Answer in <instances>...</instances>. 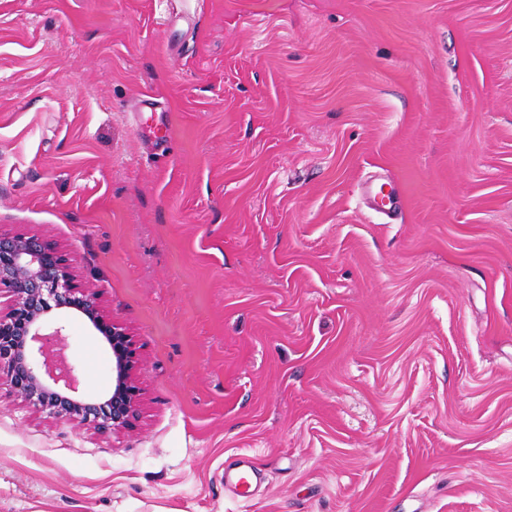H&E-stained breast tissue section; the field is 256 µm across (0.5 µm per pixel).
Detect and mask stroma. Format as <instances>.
<instances>
[{
  "label": "stroma",
  "instance_id": "1",
  "mask_svg": "<svg viewBox=\"0 0 512 512\" xmlns=\"http://www.w3.org/2000/svg\"><path fill=\"white\" fill-rule=\"evenodd\" d=\"M0 228L143 388L100 436L1 377L0 512H512V0H0ZM232 465L224 466V483L231 482L237 489V495L242 498L250 497V490L257 473V467L246 455H237ZM233 466V468H230Z\"/></svg>",
  "mask_w": 512,
  "mask_h": 512
}]
</instances>
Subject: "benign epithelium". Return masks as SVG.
<instances>
[{"instance_id":"obj_1","label":"benign epithelium","mask_w":512,"mask_h":512,"mask_svg":"<svg viewBox=\"0 0 512 512\" xmlns=\"http://www.w3.org/2000/svg\"><path fill=\"white\" fill-rule=\"evenodd\" d=\"M0 288L12 293L0 309V374L17 397L50 418L100 434L133 429L142 401L136 343L103 311L96 293L77 283L59 245L0 229ZM60 312L82 319L111 354L112 390L101 399L76 396L79 376L62 356Z\"/></svg>"}]
</instances>
